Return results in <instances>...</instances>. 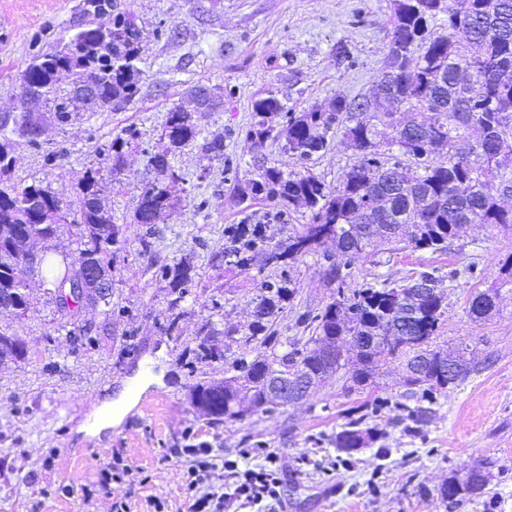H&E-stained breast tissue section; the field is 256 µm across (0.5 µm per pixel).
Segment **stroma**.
<instances>
[{"label":"stroma","mask_w":512,"mask_h":512,"mask_svg":"<svg viewBox=\"0 0 512 512\" xmlns=\"http://www.w3.org/2000/svg\"><path fill=\"white\" fill-rule=\"evenodd\" d=\"M132 12L142 30L137 65L143 72L133 102L106 112L87 110L64 124L46 122L39 146L15 138L12 183L33 181L70 199L87 167L101 164L100 182L112 222L127 245L112 268L110 306L79 307L76 322L88 341L71 336L41 277L30 282L24 315L0 317V331L25 343L22 360L0 367V512H112L113 500L131 497L132 512H152L150 499L181 512L184 458L174 453L182 432L194 428L225 459L240 468L277 471V500L234 498L227 512H512V293L500 312L475 322L468 300L498 274V261L512 254V235L490 236L470 226L443 254L411 249L362 255L356 272L399 279L438 267L476 265L479 276L460 279L448 291L441 341L470 344L476 366L460 386L440 397L431 420L407 419L415 406L398 363L383 366L374 385L351 390L336 374L287 409L250 414L241 421H214L189 402L192 386L220 381L239 343L222 341L225 359H197L198 330L217 332L247 325L263 278L259 265L225 264L224 227L265 221L273 205L254 201L241 210L235 179L255 177L259 167H296L280 142L258 149L244 130L252 103L278 91L294 112L325 107L336 96L368 92L381 77L388 52L393 0H0V128L12 130L19 112V74L45 52L58 50L79 32L110 26ZM204 86L219 97L199 114L202 131L222 129L225 158L203 157L198 145L171 158L181 190L157 224L135 221L149 164L167 114L190 89ZM142 137L127 153L121 181H113L105 154L127 126ZM53 152L45 164L44 152ZM357 157L342 136L311 163L326 184L338 185ZM207 199L205 211L194 203ZM150 241L143 252L142 241ZM189 262L195 286L181 303L178 335L165 331L171 316L166 283L156 263ZM298 293L278 317L283 340L306 339L297 312L318 310L332 290L319 254L294 266ZM379 397L397 409L372 414ZM377 429L380 438L350 458L339 456L334 436L353 418ZM263 455L239 459L242 448ZM490 463L482 494L451 504L440 488L466 465ZM130 468L124 480L113 469Z\"/></svg>","instance_id":"stroma-1"}]
</instances>
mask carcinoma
<instances>
[{"label":"carcinoma","mask_w":512,"mask_h":512,"mask_svg":"<svg viewBox=\"0 0 512 512\" xmlns=\"http://www.w3.org/2000/svg\"><path fill=\"white\" fill-rule=\"evenodd\" d=\"M140 37L136 18L126 12L116 14L106 29L78 33L64 48L37 57L21 71L22 101L45 100L61 123L81 110L87 86L103 110L132 102L143 77L135 64ZM388 37L381 78L368 93L338 96L326 111L292 112L272 90L254 101L246 138L257 148L271 137L283 140V151L294 156L301 170L286 173L263 166L255 177L235 180L238 204L261 197L275 203L274 218L288 229V243L267 235L264 224L224 228L236 266L258 260L271 274L259 283L254 319L241 337L245 350L230 362L234 375L192 387V403L214 420L239 419L244 391L255 413L287 407L274 385L275 373L287 364L301 365L315 386L343 369L352 388L373 383L389 360L417 368L419 373L406 377L417 401L408 417L416 424L428 419L436 394L471 374L466 367L448 376V357L463 351L465 343L449 349L438 343V331L448 309L446 284L474 277V267L446 275L434 268L392 280L359 276L353 260L380 243L443 253L469 224L512 232V207L504 203L512 194V111L504 115L491 109L494 102L512 108V0H394ZM63 73L74 77L75 88L60 96L56 82ZM14 124L20 135L38 144L31 113H19ZM338 130L358 161L331 187L310 162ZM200 136L203 156L224 157L223 131L204 136L195 113L180 105L170 109L151 156L154 169L168 174V181L143 188L136 223L153 224L170 206L178 191L170 155ZM140 138L141 132L129 126L112 139L108 160L113 179L124 171L125 154ZM100 180L101 168L89 167L69 203L36 181L0 182L1 292L9 289L27 303L30 273L21 264L19 244L26 240L34 249L55 237L73 205L80 214L74 262L95 267L104 281L112 282V262L125 240L101 203ZM300 206L309 209L311 222L289 223ZM328 240L336 248L323 255L326 283L334 286L332 299L317 312L297 315L296 326L311 336L289 342L281 353L273 324L297 294L289 267ZM154 275L170 288L173 313L167 331L174 335L180 302L193 285L192 268L181 261L163 262L155 265ZM504 290L512 292V254L499 264L492 285L471 296L469 317L492 316ZM202 333L201 356L222 358L209 326ZM0 337V365L25 356L19 337L2 331ZM362 424L363 419H352L336 433L338 452L350 457L353 449L377 441V431ZM487 467L477 465L466 479L449 478L441 497L457 502L482 493Z\"/></svg>","instance_id":"obj_1"}]
</instances>
